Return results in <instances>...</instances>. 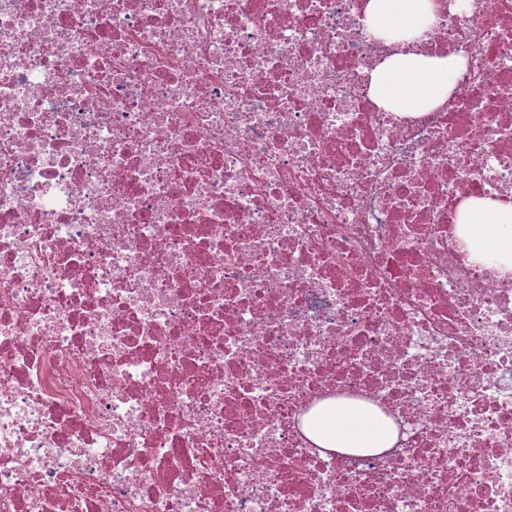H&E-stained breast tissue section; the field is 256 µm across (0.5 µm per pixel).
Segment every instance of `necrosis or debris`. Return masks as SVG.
Here are the masks:
<instances>
[{"mask_svg":"<svg viewBox=\"0 0 512 512\" xmlns=\"http://www.w3.org/2000/svg\"><path fill=\"white\" fill-rule=\"evenodd\" d=\"M0 0V512H512V0ZM371 403L395 448H315ZM432 18V0H370L366 14V22L375 32L415 30L417 35ZM462 65L458 57L396 53L373 72L371 93L379 104L398 112L429 109L448 96ZM458 223L466 224L464 243L472 258L493 256L496 270L512 271V204L470 198L459 208ZM303 430L313 444L326 450L369 455L393 448L399 436L394 421L370 406L325 401L304 419Z\"/></svg>","mask_w":512,"mask_h":512,"instance_id":"1","label":"necrosis or debris"}]
</instances>
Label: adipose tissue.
I'll use <instances>...</instances> for the list:
<instances>
[{"label": "adipose tissue", "mask_w": 512, "mask_h": 512, "mask_svg": "<svg viewBox=\"0 0 512 512\" xmlns=\"http://www.w3.org/2000/svg\"><path fill=\"white\" fill-rule=\"evenodd\" d=\"M433 18L432 0H370L366 22L376 32L423 31ZM463 61L414 52L388 57L372 74L371 93L379 104L399 112H419L443 101L453 89ZM471 257L497 258L499 272L512 271V204L471 198L458 212ZM303 430L316 447L369 455L394 447V421L370 406L326 401L304 419Z\"/></svg>", "instance_id": "ef3b65f1"}]
</instances>
